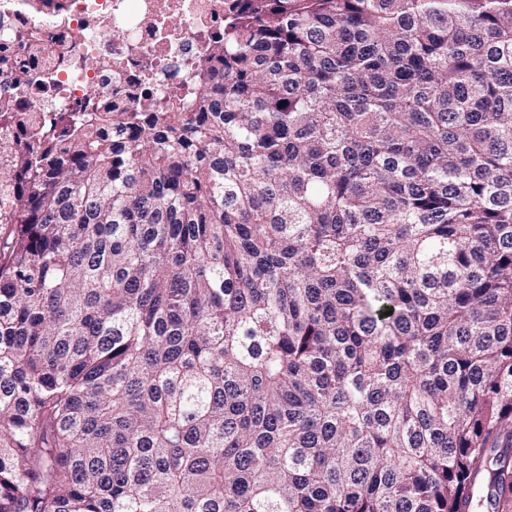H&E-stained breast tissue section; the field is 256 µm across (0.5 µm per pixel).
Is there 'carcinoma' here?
<instances>
[{
    "instance_id": "carcinoma-1",
    "label": "carcinoma",
    "mask_w": 512,
    "mask_h": 512,
    "mask_svg": "<svg viewBox=\"0 0 512 512\" xmlns=\"http://www.w3.org/2000/svg\"><path fill=\"white\" fill-rule=\"evenodd\" d=\"M27 77L0 512H512V0H224L177 112Z\"/></svg>"
}]
</instances>
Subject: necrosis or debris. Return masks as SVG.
Wrapping results in <instances>:
<instances>
[{
	"label": "necrosis or debris",
	"mask_w": 512,
	"mask_h": 512,
	"mask_svg": "<svg viewBox=\"0 0 512 512\" xmlns=\"http://www.w3.org/2000/svg\"><path fill=\"white\" fill-rule=\"evenodd\" d=\"M223 28L224 0H0V42L36 29L50 44L23 93L59 112L172 98Z\"/></svg>",
	"instance_id": "4bbe7bcc"
}]
</instances>
